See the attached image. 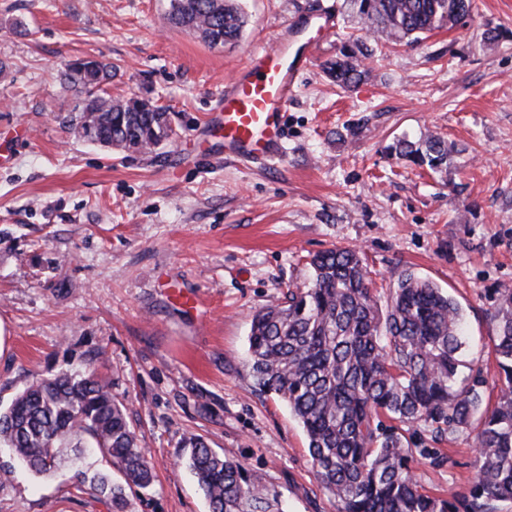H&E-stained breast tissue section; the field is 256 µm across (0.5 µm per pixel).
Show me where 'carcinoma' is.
<instances>
[{
    "instance_id": "carcinoma-1",
    "label": "carcinoma",
    "mask_w": 512,
    "mask_h": 512,
    "mask_svg": "<svg viewBox=\"0 0 512 512\" xmlns=\"http://www.w3.org/2000/svg\"><path fill=\"white\" fill-rule=\"evenodd\" d=\"M385 44L418 42L457 26L471 0H346ZM168 18L209 46L238 40L246 17L238 0H169ZM363 47L345 45L325 65L338 85L361 82ZM63 81L80 95L73 127L91 144L152 151L171 141L169 112L148 97L115 100L105 85L112 65L89 57L70 63ZM394 153L437 170L448 144L430 135L399 140ZM310 284L251 319L248 367L255 387L285 402L301 424L314 474L341 512H499L512 502V288L497 289L494 315L495 402L484 399L486 377L463 360L464 315L448 292L413 273L390 289L386 308L369 288L358 253L331 248L312 256ZM469 374H463V369ZM423 425L438 437L477 430V476L465 493L435 496L416 479L419 455L453 466L434 448H408L402 427ZM0 447L37 475L53 473L70 452L90 448L118 467L125 485L100 471L81 483L106 497L111 512H128L125 488L147 490L153 462L139 444L125 404L91 362L42 378L0 404ZM186 463L210 512H271L268 494L242 463L185 440Z\"/></svg>"
}]
</instances>
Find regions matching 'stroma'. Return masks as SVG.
Here are the masks:
<instances>
[{"instance_id":"1","label":"stroma","mask_w":512,"mask_h":512,"mask_svg":"<svg viewBox=\"0 0 512 512\" xmlns=\"http://www.w3.org/2000/svg\"><path fill=\"white\" fill-rule=\"evenodd\" d=\"M472 2L466 24L379 47L344 0H239L242 36L211 47L168 22V0H0V402L97 356L154 463L131 512H209L180 459L192 434L239 460L283 512H338L302 426L254 388L250 320L309 284L314 254L351 248L379 304L408 271L448 291L466 360L493 372L496 291L512 288V0ZM325 12L336 28L299 76L281 156L225 160L207 129L215 97L286 20ZM349 41L374 53L346 89L323 65ZM82 56L112 64L113 98L167 106L174 139L152 152L83 142L78 97L57 74ZM429 133L453 146L447 169L390 151ZM405 437L453 451L454 467L416 465L420 484L467 491L474 431ZM77 472L16 469L0 512H109Z\"/></svg>"}]
</instances>
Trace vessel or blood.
<instances>
[{"label":"vessel or blood","instance_id":"vessel-or-blood-1","mask_svg":"<svg viewBox=\"0 0 512 512\" xmlns=\"http://www.w3.org/2000/svg\"><path fill=\"white\" fill-rule=\"evenodd\" d=\"M312 60V50L304 45L294 49L277 42L252 51L246 70L216 99L225 159L267 161L281 155L288 104Z\"/></svg>","mask_w":512,"mask_h":512}]
</instances>
